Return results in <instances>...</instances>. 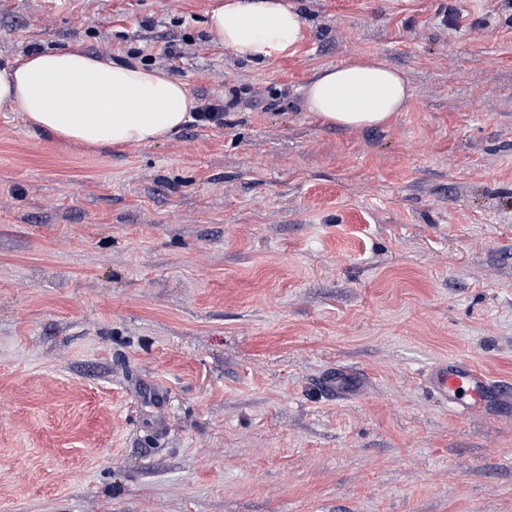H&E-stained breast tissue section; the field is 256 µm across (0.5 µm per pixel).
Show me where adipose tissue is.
<instances>
[{
    "label": "adipose tissue",
    "mask_w": 512,
    "mask_h": 512,
    "mask_svg": "<svg viewBox=\"0 0 512 512\" xmlns=\"http://www.w3.org/2000/svg\"><path fill=\"white\" fill-rule=\"evenodd\" d=\"M205 27L216 44L254 64L288 54L304 37L302 17L286 0H218ZM410 96L403 72L366 58L321 68L303 89L307 111L345 129L387 124ZM195 107L187 87L163 70L120 65L77 46L32 51L0 67V108L90 148L163 141Z\"/></svg>",
    "instance_id": "obj_1"
}]
</instances>
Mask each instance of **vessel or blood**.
I'll return each instance as SVG.
<instances>
[{"label":"vessel or blood","mask_w":512,"mask_h":512,"mask_svg":"<svg viewBox=\"0 0 512 512\" xmlns=\"http://www.w3.org/2000/svg\"><path fill=\"white\" fill-rule=\"evenodd\" d=\"M428 381L438 394L447 399L455 416L488 411L512 402V385L493 380L480 370L460 361L440 362L428 371Z\"/></svg>","instance_id":"b4317fda"}]
</instances>
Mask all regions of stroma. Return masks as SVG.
I'll list each match as a JSON object with an SVG mask.
<instances>
[{"instance_id":"obj_1","label":"stroma","mask_w":512,"mask_h":512,"mask_svg":"<svg viewBox=\"0 0 512 512\" xmlns=\"http://www.w3.org/2000/svg\"><path fill=\"white\" fill-rule=\"evenodd\" d=\"M215 2L0 0V66L77 45L225 104L121 149L0 112V512H512V417L425 379L512 382V5L287 0L257 67ZM353 57L408 77L387 125L304 108ZM205 27L216 44L254 64L288 55L304 38L300 13L283 0H219ZM201 104L197 106L193 119L194 125H210L224 123V100L202 96ZM428 381L438 394L448 400V407L459 418L512 405L511 383L493 380L480 370L456 360L440 362L428 371ZM511 393V397H510Z\"/></svg>"}]
</instances>
